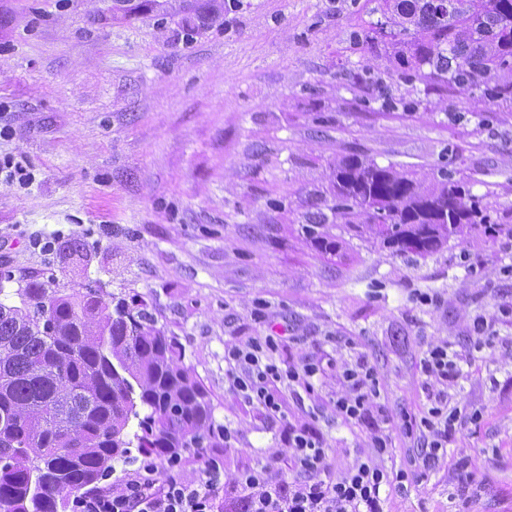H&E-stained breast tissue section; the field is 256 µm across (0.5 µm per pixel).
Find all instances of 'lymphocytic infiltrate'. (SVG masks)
I'll return each mask as SVG.
<instances>
[{
	"label": "lymphocytic infiltrate",
	"instance_id": "obj_1",
	"mask_svg": "<svg viewBox=\"0 0 512 512\" xmlns=\"http://www.w3.org/2000/svg\"><path fill=\"white\" fill-rule=\"evenodd\" d=\"M279 339L258 336L224 347L227 376L244 398L262 405L270 416H283V387L313 392L318 363L277 360ZM418 372L434 387L421 414L401 413L391 420L379 403L380 383L367 361L345 366L333 407L337 415L368 424L369 453L357 456L348 469H330L323 438L311 427L289 426L285 445L291 452L292 475L281 474L275 458H267L234 476H226L220 457H208L192 477L183 472L182 456L157 464L143 456L138 466L124 470L112 484L74 500V512H385L383 489L407 494L448 457V442L457 432V409L448 388L458 380L459 357L451 344H429ZM418 448L407 467L392 470L384 459L392 451L390 423Z\"/></svg>",
	"mask_w": 512,
	"mask_h": 512
}]
</instances>
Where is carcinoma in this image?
<instances>
[{
	"mask_svg": "<svg viewBox=\"0 0 512 512\" xmlns=\"http://www.w3.org/2000/svg\"><path fill=\"white\" fill-rule=\"evenodd\" d=\"M377 10L389 65L476 104L512 101V0H378ZM490 197L447 173L429 181L349 155L303 219L326 252L338 244L324 227L340 223L422 255L453 236L512 235L492 221ZM16 295L18 306L0 302V512H68L134 446L160 458L224 447L208 392L147 310L112 309L94 288L31 282Z\"/></svg>",
	"mask_w": 512,
	"mask_h": 512,
	"instance_id": "cac0c4a2",
	"label": "carcinoma"
}]
</instances>
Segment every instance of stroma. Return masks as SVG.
<instances>
[{"instance_id":"1","label":"stroma","mask_w":512,"mask_h":512,"mask_svg":"<svg viewBox=\"0 0 512 512\" xmlns=\"http://www.w3.org/2000/svg\"><path fill=\"white\" fill-rule=\"evenodd\" d=\"M370 0H0V301L32 281L136 299L177 338L233 431L224 472L313 423L343 471L369 432L330 401L366 359L389 415L419 413L417 365L451 341L448 393L462 425L448 459L389 512H512V238L449 239L399 256L329 225L319 249L302 215L329 163L356 154L422 176L445 170L494 192L512 224V104L469 112L444 85L387 72ZM54 242L52 251L37 240ZM480 270L468 272L463 255ZM421 292L440 295L421 305ZM265 318L256 320V304ZM494 319L493 335L470 329ZM280 336L278 356L320 364L314 392L284 394L286 420L232 390L224 345ZM476 476L458 479L459 465Z\"/></svg>"}]
</instances>
